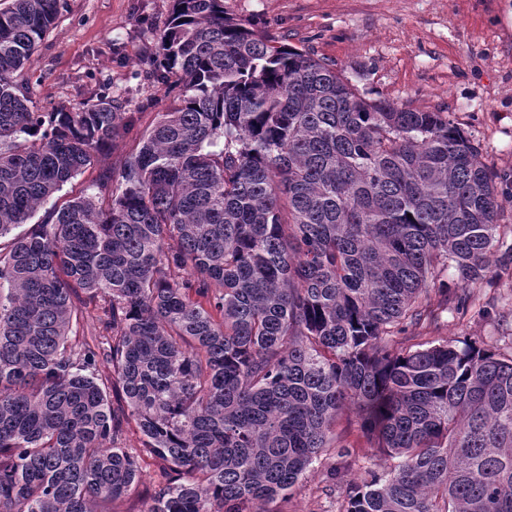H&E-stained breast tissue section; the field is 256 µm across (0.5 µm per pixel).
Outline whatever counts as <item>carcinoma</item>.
<instances>
[{
    "mask_svg": "<svg viewBox=\"0 0 512 512\" xmlns=\"http://www.w3.org/2000/svg\"><path fill=\"white\" fill-rule=\"evenodd\" d=\"M63 5L0 9V236L133 123L105 95L29 106L17 77ZM155 56L175 103L0 249V512H95L144 456L173 472L144 512H270L348 404L394 463L342 512H512V352L424 338L448 267L462 311L512 281L503 177L448 113L365 97L223 0H173ZM99 301L111 340L77 352ZM102 304L104 302L100 301L98 306L81 307L78 312L77 323H75L74 318L70 343L76 346V350L82 349L85 342L94 345L105 341V337L112 334L104 329L100 321L102 315L100 306H103Z\"/></svg>",
    "mask_w": 512,
    "mask_h": 512,
    "instance_id": "cac0c4a2",
    "label": "carcinoma"
}]
</instances>
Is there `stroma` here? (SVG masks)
<instances>
[{
    "label": "stroma",
    "mask_w": 512,
    "mask_h": 512,
    "mask_svg": "<svg viewBox=\"0 0 512 512\" xmlns=\"http://www.w3.org/2000/svg\"><path fill=\"white\" fill-rule=\"evenodd\" d=\"M172 0H65L21 78L38 111L74 106L105 94L123 101L144 129L166 111L176 92L147 78L148 57ZM227 14L256 33L335 63L369 98L447 112L479 144L483 159L512 180V0H224ZM134 137L100 156L94 167L67 182L52 201L64 203L96 191L102 170L119 167ZM466 314L444 313L436 338L472 339L512 350V284L476 285ZM350 445L349 456L337 448ZM353 411H345L331 445L274 512H341L347 485L380 464ZM167 467L158 458L141 464V480L112 512H144L148 494Z\"/></svg>",
    "instance_id": "1"
}]
</instances>
